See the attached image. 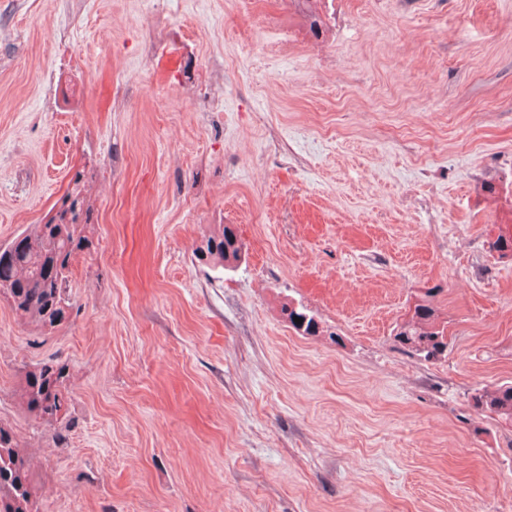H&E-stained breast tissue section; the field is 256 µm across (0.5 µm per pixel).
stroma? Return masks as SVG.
Here are the masks:
<instances>
[{"label":"stroma","mask_w":512,"mask_h":512,"mask_svg":"<svg viewBox=\"0 0 512 512\" xmlns=\"http://www.w3.org/2000/svg\"><path fill=\"white\" fill-rule=\"evenodd\" d=\"M346 8L322 73L188 0L197 66L224 61L211 112L175 94L181 57L148 53L140 0H0V245L77 169L98 215L64 324L0 298V424L39 512H512V425L471 400L512 383V252L492 247L512 197L481 189L512 184V44L489 36L512 0ZM221 224L244 244L230 270L194 256ZM424 299L448 334L431 362L395 340ZM49 359L69 398L51 426L20 398ZM283 315L288 320V323L302 335H315L319 332V322L315 314L304 307L303 305H289L284 306L282 309ZM294 317L302 319V324L294 321Z\"/></svg>","instance_id":"35a3bbf8"}]
</instances>
